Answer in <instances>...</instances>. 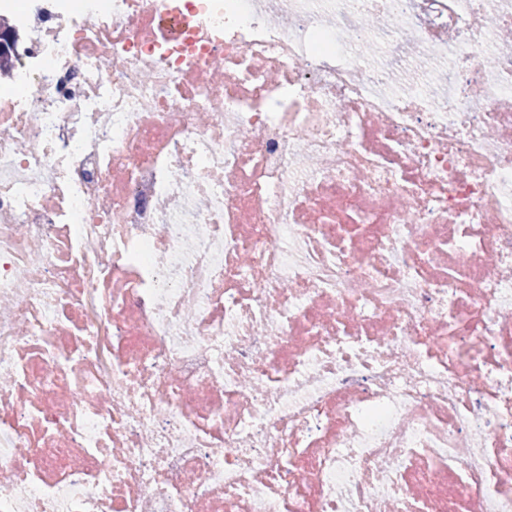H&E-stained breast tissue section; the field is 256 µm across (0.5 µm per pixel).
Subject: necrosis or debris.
<instances>
[{
  "mask_svg": "<svg viewBox=\"0 0 512 512\" xmlns=\"http://www.w3.org/2000/svg\"><path fill=\"white\" fill-rule=\"evenodd\" d=\"M0 17V512H512V0Z\"/></svg>",
  "mask_w": 512,
  "mask_h": 512,
  "instance_id": "1",
  "label": "necrosis or debris"
}]
</instances>
